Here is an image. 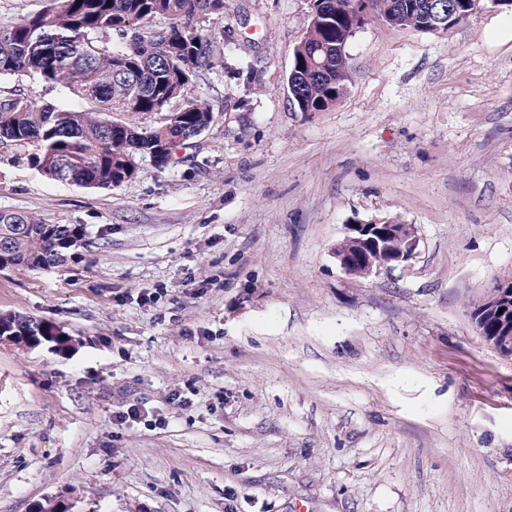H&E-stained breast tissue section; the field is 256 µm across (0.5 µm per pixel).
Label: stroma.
<instances>
[{
	"mask_svg": "<svg viewBox=\"0 0 512 512\" xmlns=\"http://www.w3.org/2000/svg\"><path fill=\"white\" fill-rule=\"evenodd\" d=\"M311 7L224 0L187 88L214 120L165 168L64 185L0 144V211L85 231L0 270V311L72 339L0 343V512H512V358L466 307L512 277V11L371 23L347 94L300 112ZM0 94L80 105L32 76ZM384 216L415 256L346 274L348 224Z\"/></svg>",
	"mask_w": 512,
	"mask_h": 512,
	"instance_id": "stroma-1",
	"label": "stroma"
}]
</instances>
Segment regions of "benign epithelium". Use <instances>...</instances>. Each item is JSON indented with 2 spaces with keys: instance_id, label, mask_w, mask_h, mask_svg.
<instances>
[{
  "instance_id": "7a95c632",
  "label": "benign epithelium",
  "mask_w": 512,
  "mask_h": 512,
  "mask_svg": "<svg viewBox=\"0 0 512 512\" xmlns=\"http://www.w3.org/2000/svg\"><path fill=\"white\" fill-rule=\"evenodd\" d=\"M344 239L357 242V250H345L338 243L334 254L342 270L356 277H368L382 268L408 262L414 257L419 244L414 225L393 223L385 217L358 220L348 225ZM392 239L401 242L400 250L389 253L382 263L374 264L373 255L383 251Z\"/></svg>"
}]
</instances>
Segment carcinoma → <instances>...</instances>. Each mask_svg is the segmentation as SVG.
Returning <instances> with one entry per match:
<instances>
[{"instance_id": "1", "label": "carcinoma", "mask_w": 512, "mask_h": 512, "mask_svg": "<svg viewBox=\"0 0 512 512\" xmlns=\"http://www.w3.org/2000/svg\"><path fill=\"white\" fill-rule=\"evenodd\" d=\"M42 12L0 27V77L33 74L67 88L86 109L59 110L18 95L0 97V142L31 146L30 161L49 180L110 188L131 179L137 159L158 168L173 150L213 122L198 99L166 111L196 73L213 64L215 48L201 34L203 19L224 16V0H49ZM312 0V14L295 49L288 93L299 112H323L347 92L352 79V33L372 21L420 32L447 34L481 0H446L451 20L436 28L432 0ZM167 22L155 29L152 22ZM165 113L148 131L135 116ZM84 235L73 224H47L34 213L0 211V268L44 269L64 261V251ZM484 339H497L500 317L470 301ZM5 334L36 336L62 351L71 338L49 322L0 314Z\"/></svg>"}]
</instances>
